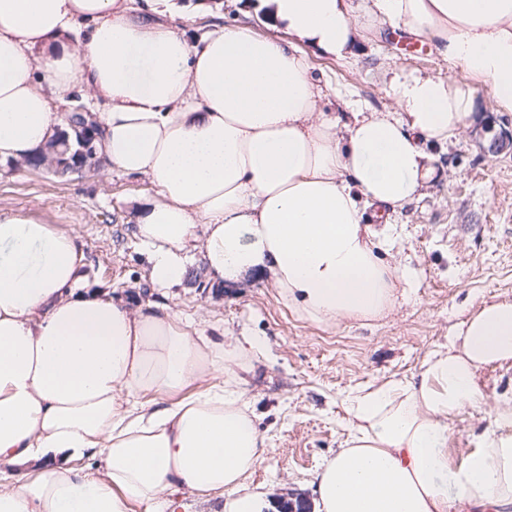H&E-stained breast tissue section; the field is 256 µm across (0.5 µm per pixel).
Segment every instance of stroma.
Returning <instances> with one entry per match:
<instances>
[{
    "instance_id": "obj_1",
    "label": "stroma",
    "mask_w": 512,
    "mask_h": 512,
    "mask_svg": "<svg viewBox=\"0 0 512 512\" xmlns=\"http://www.w3.org/2000/svg\"><path fill=\"white\" fill-rule=\"evenodd\" d=\"M215 20L246 24L266 36L272 29L258 0H206ZM309 76L321 88L319 107L349 121L341 98L364 111H387L392 78L447 77L448 59L430 42L409 40L376 26L355 55L339 59L305 47ZM512 111L499 107L485 87L463 138L430 146L434 173L420 195L394 216L400 252L415 275L411 296L382 319L320 326L302 318L279 295L267 270L219 284L193 256L185 283L160 291L148 282L147 261L136 237L135 213L154 199L145 178L101 170L60 179L47 168L0 162V213H19L67 230L82 241L92 284L135 304H167L200 327L220 323L226 337L256 338L262 349L241 388L266 453L249 478L264 512L284 504L314 512L317 475L348 435L352 398L364 387L393 380L419 381L425 360L447 349L456 327L481 302L512 300ZM485 404L464 406L449 420L448 459L456 464L480 448L486 431L512 434L495 409L512 408V362L477 372Z\"/></svg>"
}]
</instances>
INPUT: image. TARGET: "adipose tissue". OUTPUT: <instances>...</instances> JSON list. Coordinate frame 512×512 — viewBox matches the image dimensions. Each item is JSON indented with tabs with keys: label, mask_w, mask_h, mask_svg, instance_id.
<instances>
[{
	"label": "adipose tissue",
	"mask_w": 512,
	"mask_h": 512,
	"mask_svg": "<svg viewBox=\"0 0 512 512\" xmlns=\"http://www.w3.org/2000/svg\"><path fill=\"white\" fill-rule=\"evenodd\" d=\"M272 27L192 25L175 0H0V160L48 151L81 98L108 170L143 176L137 210L153 288L180 287L200 251L211 279L269 269L306 320L382 318L410 285L383 261L433 174L426 144L460 139L474 83L512 110V0H262ZM386 23L443 50L448 77H394L395 107L350 122L318 111L297 41L343 59ZM76 45L67 40L75 29ZM79 237L0 214V512H177L178 492L261 512L245 487L264 439L240 389L258 342L207 336L167 305L92 286ZM420 382L367 387L318 476L319 512H512V435L489 432L460 465L448 418L480 405L487 363L512 360V301L483 303ZM98 469L78 466L86 456Z\"/></svg>",
	"instance_id": "ef3b65f1"
}]
</instances>
